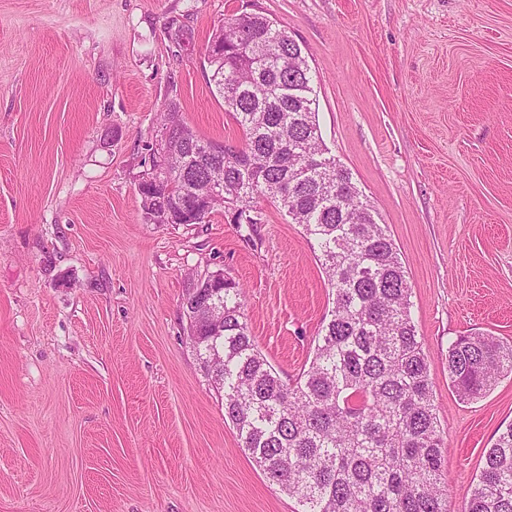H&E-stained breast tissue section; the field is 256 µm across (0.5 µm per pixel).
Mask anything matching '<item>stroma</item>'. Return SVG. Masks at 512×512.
Instances as JSON below:
<instances>
[{
    "mask_svg": "<svg viewBox=\"0 0 512 512\" xmlns=\"http://www.w3.org/2000/svg\"><path fill=\"white\" fill-rule=\"evenodd\" d=\"M246 12L300 44L323 141L406 266L451 512L512 423V377L464 402L446 361L464 333L512 341V0H0V512H299L225 421L183 298L238 282L293 382L332 306L302 227L262 198L253 226L147 224L138 193L170 92L241 144L204 54Z\"/></svg>",
    "mask_w": 512,
    "mask_h": 512,
    "instance_id": "stroma-1",
    "label": "stroma"
}]
</instances>
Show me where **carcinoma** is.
Returning a JSON list of instances; mask_svg holds the SVG:
<instances>
[{
	"mask_svg": "<svg viewBox=\"0 0 512 512\" xmlns=\"http://www.w3.org/2000/svg\"><path fill=\"white\" fill-rule=\"evenodd\" d=\"M179 47L192 32L167 22ZM288 30L261 13L230 17L206 48L209 82L242 132V146L199 137L176 97L161 113V163L169 174L139 190L144 220L195 219V202L238 206L258 224L252 199L276 202L313 240L335 298L309 367L288 384L258 349L230 278L214 311L189 326L206 372L218 373L224 418L240 447L301 512H449L441 434L428 357L410 315V286L387 226L336 161L316 123L310 66ZM224 195L209 196L212 177ZM448 381L463 401L512 376V342L471 332L448 345ZM466 512H512V424L484 453Z\"/></svg>",
	"mask_w": 512,
	"mask_h": 512,
	"instance_id": "cac0c4a2",
	"label": "carcinoma"
}]
</instances>
